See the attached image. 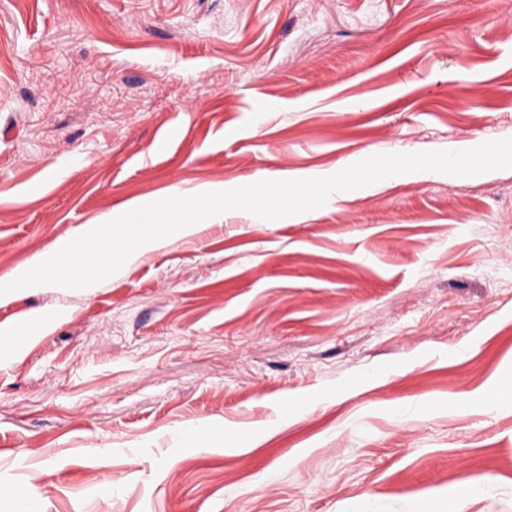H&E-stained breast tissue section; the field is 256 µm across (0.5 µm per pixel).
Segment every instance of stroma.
I'll return each mask as SVG.
<instances>
[{
	"label": "stroma",
	"mask_w": 512,
	"mask_h": 512,
	"mask_svg": "<svg viewBox=\"0 0 512 512\" xmlns=\"http://www.w3.org/2000/svg\"><path fill=\"white\" fill-rule=\"evenodd\" d=\"M510 137L512 0H0V279L140 198ZM15 325L39 512H512V169L231 210Z\"/></svg>",
	"instance_id": "obj_1"
}]
</instances>
